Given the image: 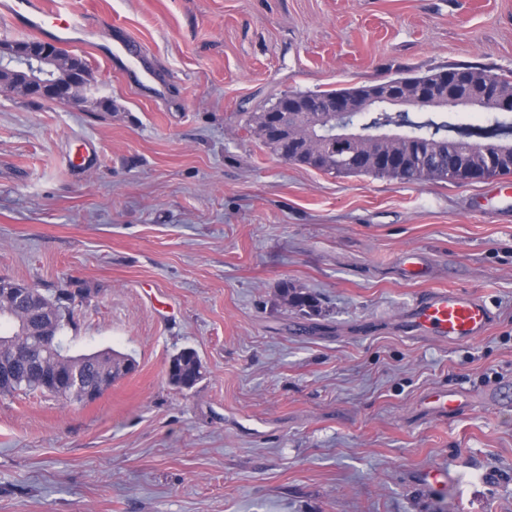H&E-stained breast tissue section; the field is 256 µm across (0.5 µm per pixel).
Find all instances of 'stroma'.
Returning <instances> with one entry per match:
<instances>
[{"mask_svg": "<svg viewBox=\"0 0 512 512\" xmlns=\"http://www.w3.org/2000/svg\"><path fill=\"white\" fill-rule=\"evenodd\" d=\"M55 2L91 31L93 93L0 94V277L84 291L71 352L137 368L90 403L0 396V512H512V214L488 212L495 179L336 175L246 124L283 94L403 68L510 73L512 0ZM106 28L142 44L163 98L95 49ZM88 139L96 164L68 168ZM409 250L427 279L404 277ZM285 281L322 316L283 304ZM431 289L483 298L488 332L408 334ZM185 348L205 375L180 390L167 368ZM436 389L473 405L431 414ZM431 467L444 491L421 484Z\"/></svg>", "mask_w": 512, "mask_h": 512, "instance_id": "stroma-1", "label": "stroma"}]
</instances>
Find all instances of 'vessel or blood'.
I'll return each instance as SVG.
<instances>
[{
  "label": "vessel or blood",
  "instance_id": "obj_1",
  "mask_svg": "<svg viewBox=\"0 0 512 512\" xmlns=\"http://www.w3.org/2000/svg\"><path fill=\"white\" fill-rule=\"evenodd\" d=\"M0 19L9 30L40 37H51L61 45L84 43L89 31L81 17L62 15L52 0H0ZM98 49L126 65L131 82H155L156 76L145 68L139 44L123 38L109 44L100 38ZM493 313L478 296L458 290H432L421 296L406 311L408 333L448 343H466L486 334ZM427 409L447 418L458 415L470 402L455 391L438 390L424 398Z\"/></svg>",
  "mask_w": 512,
  "mask_h": 512
}]
</instances>
